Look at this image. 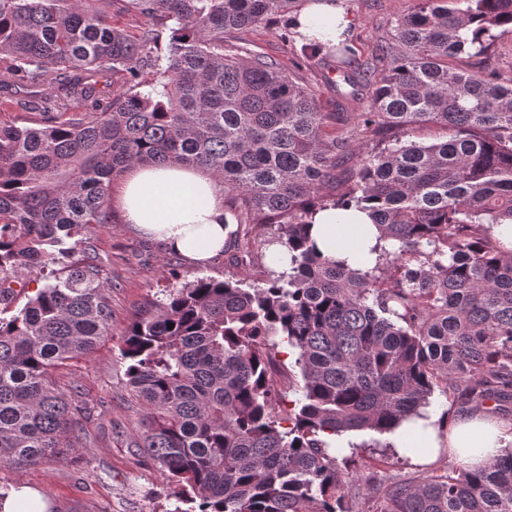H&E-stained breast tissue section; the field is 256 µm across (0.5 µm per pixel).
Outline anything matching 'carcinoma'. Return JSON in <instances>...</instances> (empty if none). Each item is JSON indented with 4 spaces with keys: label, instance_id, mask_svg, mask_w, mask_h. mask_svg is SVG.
Masks as SVG:
<instances>
[{
    "label": "carcinoma",
    "instance_id": "obj_1",
    "mask_svg": "<svg viewBox=\"0 0 512 512\" xmlns=\"http://www.w3.org/2000/svg\"><path fill=\"white\" fill-rule=\"evenodd\" d=\"M121 2L146 21L136 37L112 25V0H0V93L40 115L0 126V302L36 269L52 277L0 311V463L87 447L84 407L53 372L110 334L91 229L114 223L116 175L180 164L221 179L236 223L268 235L263 279L199 277L122 337L144 409L131 447L180 487L173 512H512V456L388 481L343 469L325 439L388 434L437 390L459 411L512 407V248L491 232L512 224V78L448 63L512 33V0H416L378 45L380 74L344 38L298 34L369 91L352 120L231 42L291 0ZM332 122L345 129L327 135ZM423 126L444 136L411 139ZM327 207L367 211L397 248L366 271L323 256L308 228ZM277 336L301 377L287 411Z\"/></svg>",
    "mask_w": 512,
    "mask_h": 512
}]
</instances>
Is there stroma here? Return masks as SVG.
<instances>
[{
    "mask_svg": "<svg viewBox=\"0 0 512 512\" xmlns=\"http://www.w3.org/2000/svg\"><path fill=\"white\" fill-rule=\"evenodd\" d=\"M354 19L349 37L360 61L373 60L376 47L390 22L406 13L413 0H339ZM289 16L281 14L269 26L244 32L249 49L277 61L281 68L297 73L315 94L324 112L349 115L366 111L364 91L343 83L336 60L326 54L306 60L299 38H285ZM242 246L251 259L236 265L223 254L209 265L197 267L169 250L162 242L144 236L136 225L118 221L93 231L102 280L111 283V333L96 350L70 361L55 372L64 384L77 383L81 399L91 410L86 422L88 447L65 451L58 458L31 465L0 464V494H12L27 486L38 492L50 512H173L176 485L166 469L140 457L130 447L143 410L128 395L126 364L119 352L122 336L144 304L162 299L167 288H178L203 276H234L254 282L263 277V244L251 225L238 227ZM355 446L350 469L392 477L419 474L426 468H445L447 455L432 465L386 448V436L369 431L351 432Z\"/></svg>",
    "mask_w": 512,
    "mask_h": 512,
    "instance_id": "1",
    "label": "stroma"
}]
</instances>
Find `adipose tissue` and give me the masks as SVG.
<instances>
[{"instance_id": "1", "label": "adipose tissue", "mask_w": 512, "mask_h": 512, "mask_svg": "<svg viewBox=\"0 0 512 512\" xmlns=\"http://www.w3.org/2000/svg\"><path fill=\"white\" fill-rule=\"evenodd\" d=\"M301 33L326 29L338 35L353 28L352 16L330 0H309L293 15ZM117 207L126 223L161 240L170 250L196 265L221 254L234 219L224 208V185L215 176L185 165L140 164L124 178ZM311 235L318 249L352 268H371L379 233L366 213L353 211L345 224L333 210L316 214ZM433 416L403 421L389 441L405 456L428 457L447 446L449 458L468 467L512 453V422L486 411L460 412L439 433Z\"/></svg>"}]
</instances>
